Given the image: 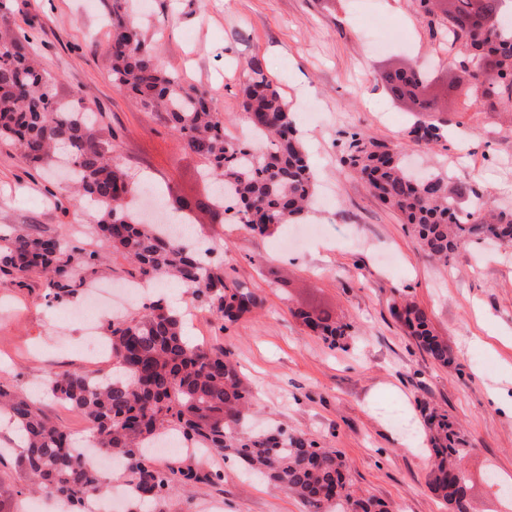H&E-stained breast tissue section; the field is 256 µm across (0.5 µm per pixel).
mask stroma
I'll return each instance as SVG.
<instances>
[{"label": "stroma", "mask_w": 512, "mask_h": 512, "mask_svg": "<svg viewBox=\"0 0 512 512\" xmlns=\"http://www.w3.org/2000/svg\"><path fill=\"white\" fill-rule=\"evenodd\" d=\"M14 20L31 32L41 67L61 98L83 90L86 104L117 136L116 153L133 180L150 179L159 198L200 197L203 161L109 76L106 0H13ZM137 21L159 63L210 91L227 135L246 140L238 91L260 63L293 112L318 176L316 211L305 226L260 237L239 221L213 223L193 210L197 240L213 245L224 275L255 288L263 303L224 325L205 308H189L180 284L159 283L168 306L187 315L185 333L227 350L249 380L255 420L272 422L336 451L352 490L383 501L389 512H448L428 488V440L412 442L406 421L423 407L459 423L469 453L463 464L471 512H504L488 472L512 483V249L469 242L447 266L427 260L409 228L383 207L339 159L346 134L360 132L403 145L424 172H443L466 191L512 207V112L474 106L452 110L445 87L457 74L448 49L433 37L419 0H146ZM403 28L401 44L364 38L370 23ZM400 64L429 65L436 112L394 100L379 79ZM435 124L432 143L407 134ZM97 214L74 206L64 185L39 175L0 146V234H45L67 247L106 255L92 280L116 285L132 265L90 233ZM37 274H0V378L31 392L46 416L84 441L88 421L44 394L51 374H108L87 359L72 321L81 302L45 296ZM407 299L424 309L448 342L451 366L435 364L391 313ZM330 315L349 327L346 349H329L296 310ZM499 404H492L491 395ZM224 478L199 482L140 512H305L300 500L250 477L234 459L197 460ZM53 501L29 493L12 450L0 451V512H52Z\"/></svg>", "instance_id": "35a3bbf8"}]
</instances>
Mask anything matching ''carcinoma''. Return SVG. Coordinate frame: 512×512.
<instances>
[{
	"mask_svg": "<svg viewBox=\"0 0 512 512\" xmlns=\"http://www.w3.org/2000/svg\"><path fill=\"white\" fill-rule=\"evenodd\" d=\"M506 0H449L444 33L459 66L478 79L493 78L504 98L512 99V19ZM13 6L0 0V144L18 150L35 168L51 170L65 161L75 189L74 202L93 204L97 233L112 250L129 259L138 276L181 283L200 305L224 322H234L262 304L236 280L224 278V265L202 259L146 224L132 210L135 187L113 156L112 129L99 123L83 97L58 98L55 78L40 68L32 42L12 25ZM110 77L113 86L154 112L202 157L207 176L217 181L206 208L224 223L226 209L216 190L232 196L241 222L269 237L285 224L307 218L316 197V174L294 114L259 65L239 89L243 115L263 149L254 142L226 137L224 115L211 94L186 84L158 62L150 42L132 18L131 0H112ZM393 99H409L419 112H437L420 70L401 66L380 74ZM415 140L440 137L436 125H418ZM402 146L352 132L344 142L342 165L360 175L371 195L399 213L420 248L446 265L465 244L487 240L512 248V211L475 217L462 207L465 191L448 175L417 178L401 161ZM99 256H75L58 239L29 233L0 235V273L24 278L44 276L46 297L61 303L86 291L87 270ZM392 312L418 347L435 362L452 361L448 343L434 334L417 304L402 301ZM305 325L331 347L341 346L348 325L299 312ZM116 372L110 376L66 371L49 377L45 391L81 414L93 433L91 447L123 463L124 483L137 489L134 501H161L176 485L221 479L191 464H162L150 444L176 437L189 448L239 459L253 473L299 497L308 512H387L385 505L347 488L343 461L308 437L280 428L247 434L239 430L253 393L222 347L192 343L182 318L162 299L136 312L115 316L105 327ZM7 417L21 438L16 464L28 488L44 490L75 507L108 492L102 472L75 453L70 434L52 424L36 402L17 386L0 381V418ZM427 428L433 445L430 490L448 512H469L462 462L468 454L460 427L446 414H432Z\"/></svg>",
	"mask_w": 512,
	"mask_h": 512,
	"instance_id": "cac0c4a2",
	"label": "carcinoma"
}]
</instances>
